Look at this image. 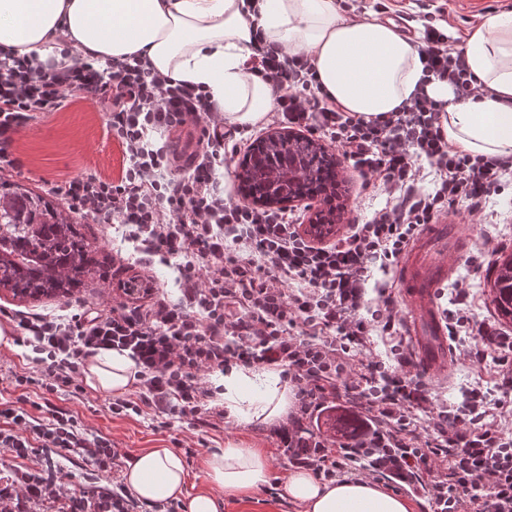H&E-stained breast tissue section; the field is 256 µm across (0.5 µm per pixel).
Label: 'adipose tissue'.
Returning <instances> with one entry per match:
<instances>
[{
  "mask_svg": "<svg viewBox=\"0 0 512 512\" xmlns=\"http://www.w3.org/2000/svg\"><path fill=\"white\" fill-rule=\"evenodd\" d=\"M0 0V48L35 55L43 67L76 60L145 58L155 71L202 86L224 123L242 129L262 124L274 107L272 86L247 62L255 33L285 54H308L317 80L351 115L367 120L399 111L424 86L444 103L445 139L471 155L512 156V11L484 16L463 46L470 71L487 88L458 98L448 82L422 83L416 42L395 25L343 14L338 0ZM135 364L127 354L91 357L86 381L113 395L128 392ZM225 418L270 425L290 406V389L276 367L226 369L221 380ZM209 487L185 495L182 458L152 448L127 464L124 481L137 500L155 505L183 501L185 512H220L227 498L249 497L266 480L267 459L256 448L226 442L205 461ZM285 492L299 512H413L405 497L362 479L321 481L309 471L289 472Z\"/></svg>",
  "mask_w": 512,
  "mask_h": 512,
  "instance_id": "obj_1",
  "label": "adipose tissue"
}]
</instances>
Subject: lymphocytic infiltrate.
<instances>
[{"mask_svg":"<svg viewBox=\"0 0 512 512\" xmlns=\"http://www.w3.org/2000/svg\"><path fill=\"white\" fill-rule=\"evenodd\" d=\"M420 52L425 77L448 81L464 99L484 95L440 29L425 30ZM248 68L276 88L275 123L336 143L389 205L335 242L312 244L286 210L254 208L220 190L217 169L236 129L225 126L202 86L165 77L137 58L102 70L78 62L45 71L24 57L0 58V170L15 166L13 136L37 113L60 108L73 92L103 101L107 131L122 148L119 178L84 174L54 186V194L95 220L119 224L141 262L163 253L183 258L178 301L122 303L108 314L12 315L19 343L33 348L39 367L34 376L13 375V386L75 397L84 392L89 358L125 351L136 365L137 395L114 399L110 412H149L198 428L224 416L202 372L275 365L297 401L284 428L292 465L321 481L353 472L422 496L433 512H512V436L487 426L483 394L471 390L458 406L436 407L428 382L405 370L407 346L393 350L395 372L364 356L373 332L397 336L403 321L387 283H372V263L389 270L425 225L460 200L478 211L512 173V157L473 156L450 145L444 106L424 91L390 117L367 121L322 91L307 55L261 43ZM191 119L202 127L187 158L148 139ZM421 159L436 171L430 193L417 187ZM371 292L378 311L368 319L362 311ZM343 402L358 422L346 442L304 437V421ZM47 448L76 449L102 471L122 465L112 441L83 428L69 408L49 400L35 414L13 401L0 407L1 451L26 459ZM11 484L26 502L53 512H138L128 491L79 498L53 471L17 469Z\"/></svg>","mask_w":512,"mask_h":512,"instance_id":"f902f5d3","label":"lymphocytic infiltrate"}]
</instances>
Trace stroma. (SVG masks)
<instances>
[{
    "mask_svg": "<svg viewBox=\"0 0 512 512\" xmlns=\"http://www.w3.org/2000/svg\"><path fill=\"white\" fill-rule=\"evenodd\" d=\"M389 6L388 17L398 31L421 34L434 26L447 31L453 47L458 49L469 30L480 24L483 16L512 10V0H390ZM105 121V110L100 101L83 98L77 93L69 94L62 107L38 113L26 127L14 134L9 151L17 166L0 175L43 195L48 194L52 185L82 174L118 178L122 169V150L118 142L108 136ZM326 149L335 159L340 185L339 207L332 212L334 235L339 238L346 234L350 225L371 220L385 207L387 196L364 186L359 172L348 164L334 144H327ZM502 183L500 194L486 202L482 214L470 212L467 202L461 201L438 219L439 224L452 229L455 237L466 240L468 248L461 255L449 256L442 245L434 246V257L447 261L451 268L448 278L435 290V305L440 311L448 308L452 288L458 282H465L470 298L464 313L471 333L461 338L460 349L449 352L444 371L424 372L438 404L459 405L465 392L480 389L489 407L486 421L495 426L505 423L498 408L503 398L500 368L490 359L471 360L464 350L473 345L472 333L480 324L498 322L488 283L493 277L494 261L500 255L512 253V175L504 176ZM69 216L81 225L94 257L107 272L106 278L90 279L79 292L54 298H20L0 288V309L12 313L69 315L82 308H97L108 313L113 304L124 299L120 282L135 275L146 278L154 293L178 300L180 291L176 278L180 257L157 258L150 268H142L133 262V246L118 225L94 220L75 209L70 210ZM111 400V395L90 388L81 398L61 394L55 396L53 402L72 410L85 428L109 437L116 448L128 456L150 448H168L178 454L183 449H192L193 457L184 461L189 493L207 487L205 460L229 440L261 449L269 462L268 478L287 479L292 469L283 452L279 426L244 425L227 420L198 431L174 418L163 428L149 414L113 415L108 409ZM50 457L78 494L89 496L124 484L122 473L101 471L77 461L73 451L54 448Z\"/></svg>",
    "mask_w": 512,
    "mask_h": 512,
    "instance_id": "obj_1",
    "label": "stroma"
}]
</instances>
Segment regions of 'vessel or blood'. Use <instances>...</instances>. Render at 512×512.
<instances>
[{"mask_svg":"<svg viewBox=\"0 0 512 512\" xmlns=\"http://www.w3.org/2000/svg\"><path fill=\"white\" fill-rule=\"evenodd\" d=\"M432 240L429 234L420 237L399 265V277L405 286L403 300L416 318L415 351L428 370L436 369L446 357L447 341L440 330L434 288L450 272L447 264L430 261Z\"/></svg>","mask_w":512,"mask_h":512,"instance_id":"obj_1","label":"vessel or blood"}]
</instances>
